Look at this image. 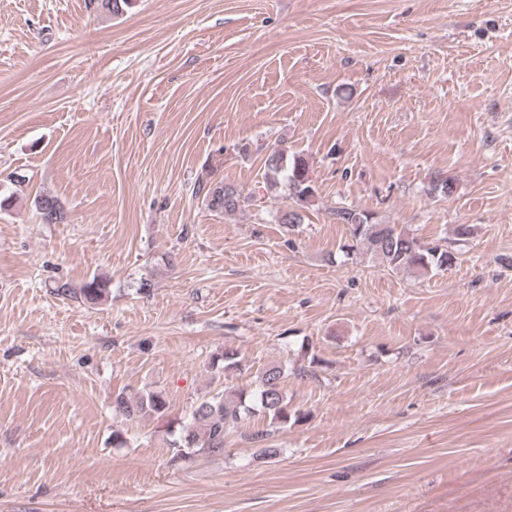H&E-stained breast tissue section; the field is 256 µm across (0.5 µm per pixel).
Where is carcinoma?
<instances>
[{
	"mask_svg": "<svg viewBox=\"0 0 512 512\" xmlns=\"http://www.w3.org/2000/svg\"><path fill=\"white\" fill-rule=\"evenodd\" d=\"M266 186L269 190L287 192L295 202L304 204L315 196V187L310 178L305 157L295 154L288 156L284 149H273L264 159ZM203 194L207 209L219 213H234L242 205L252 201L236 186L211 182L198 189ZM37 214L44 224H56L64 220V213L57 202L49 197L36 200ZM333 220L350 228L351 241L341 246L347 257L366 252L377 258L392 271L413 270L427 274L433 270L447 269L455 264L456 254L448 247L421 241L401 224H380L374 214L349 207H339L332 212ZM57 295L80 299L96 304L109 293L106 282L94 277L81 288L75 289L67 282L56 284ZM220 369L226 373L250 369L247 360L236 351L226 350L215 357ZM288 377L281 365H269L256 371L255 389L249 393L240 391L230 399L224 392L207 394L197 400L188 422L170 432V446L175 449L170 462L176 464L191 455H216L224 453V437L245 418L259 412L269 419V429L251 435L253 443L263 458H272L278 449L265 447L272 428H283L305 420L307 413L289 408L284 391ZM113 408L122 416L135 419L142 417H163L168 410L166 396L161 391L142 390L132 396L118 394Z\"/></svg>",
	"mask_w": 512,
	"mask_h": 512,
	"instance_id": "cac0c4a2",
	"label": "carcinoma"
}]
</instances>
